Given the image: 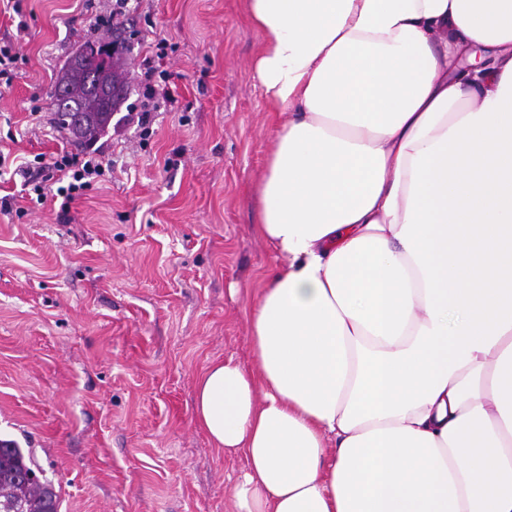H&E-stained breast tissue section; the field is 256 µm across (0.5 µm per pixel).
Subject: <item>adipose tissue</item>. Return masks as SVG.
Segmentation results:
<instances>
[{"label": "adipose tissue", "mask_w": 512, "mask_h": 512, "mask_svg": "<svg viewBox=\"0 0 512 512\" xmlns=\"http://www.w3.org/2000/svg\"><path fill=\"white\" fill-rule=\"evenodd\" d=\"M290 113L252 367L195 416L236 512H512V0H248Z\"/></svg>", "instance_id": "1"}]
</instances>
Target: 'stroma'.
<instances>
[{
  "label": "stroma",
  "instance_id": "35a3bbf8",
  "mask_svg": "<svg viewBox=\"0 0 512 512\" xmlns=\"http://www.w3.org/2000/svg\"><path fill=\"white\" fill-rule=\"evenodd\" d=\"M110 0H0V439L32 453L59 512H235L244 462L194 415L213 361H251L247 312L274 264L257 187L284 113L253 70L246 0H130L110 169L69 204L31 200L21 158L72 149L48 94L101 39ZM171 100L128 121L145 67Z\"/></svg>",
  "mask_w": 512,
  "mask_h": 512
}]
</instances>
